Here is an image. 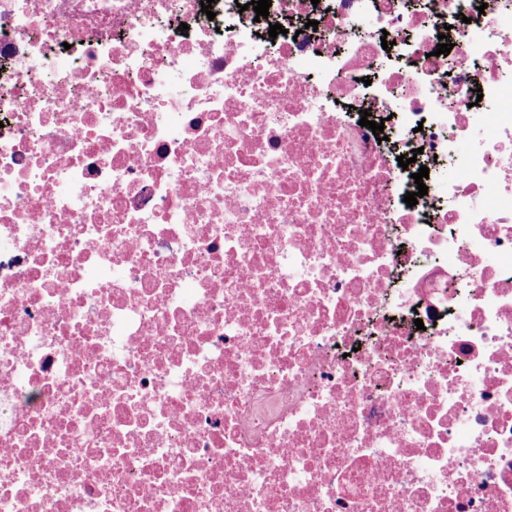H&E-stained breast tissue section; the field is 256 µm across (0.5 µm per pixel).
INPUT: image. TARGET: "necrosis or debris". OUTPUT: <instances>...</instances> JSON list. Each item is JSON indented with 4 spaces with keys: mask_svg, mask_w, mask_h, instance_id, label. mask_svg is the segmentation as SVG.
<instances>
[{
    "mask_svg": "<svg viewBox=\"0 0 512 512\" xmlns=\"http://www.w3.org/2000/svg\"><path fill=\"white\" fill-rule=\"evenodd\" d=\"M248 2L0 0V512H512V0Z\"/></svg>",
    "mask_w": 512,
    "mask_h": 512,
    "instance_id": "1",
    "label": "necrosis or debris"
}]
</instances>
